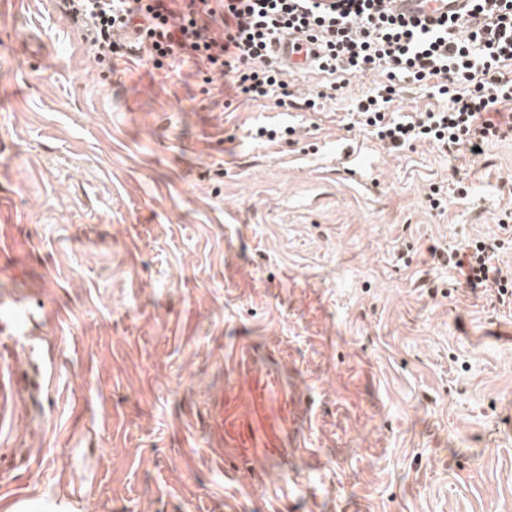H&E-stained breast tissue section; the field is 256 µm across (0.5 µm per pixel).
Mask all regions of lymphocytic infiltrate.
<instances>
[{"instance_id":"1","label":"lymphocytic infiltrate","mask_w":512,"mask_h":512,"mask_svg":"<svg viewBox=\"0 0 512 512\" xmlns=\"http://www.w3.org/2000/svg\"><path fill=\"white\" fill-rule=\"evenodd\" d=\"M472 3L486 24L463 18L436 29L398 20L385 0H62V8L99 65L117 56L145 58L157 69L190 62L203 83L220 76L235 96L312 112L318 97L288 82L273 44L291 30L321 39L327 89L367 72L385 77L358 100L355 124L390 149L429 141L471 153L512 130V0ZM401 81L432 83L444 106L406 119L390 114ZM504 245L493 235L428 252L469 288L493 289L512 308V272L500 265Z\"/></svg>"}]
</instances>
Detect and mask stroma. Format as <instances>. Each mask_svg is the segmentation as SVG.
<instances>
[{
  "mask_svg": "<svg viewBox=\"0 0 512 512\" xmlns=\"http://www.w3.org/2000/svg\"><path fill=\"white\" fill-rule=\"evenodd\" d=\"M113 64L0 0V360L40 382L0 512H512V310L428 252L499 233L512 138L387 150L372 74L303 112Z\"/></svg>",
  "mask_w": 512,
  "mask_h": 512,
  "instance_id": "1",
  "label": "stroma"
}]
</instances>
